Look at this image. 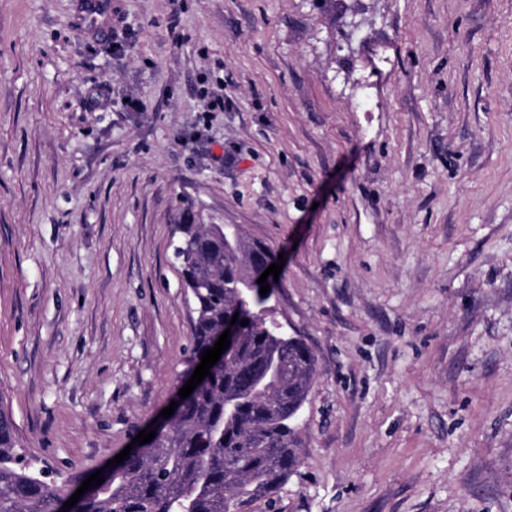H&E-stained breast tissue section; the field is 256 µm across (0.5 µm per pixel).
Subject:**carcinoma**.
<instances>
[{"label": "carcinoma", "instance_id": "1", "mask_svg": "<svg viewBox=\"0 0 512 512\" xmlns=\"http://www.w3.org/2000/svg\"><path fill=\"white\" fill-rule=\"evenodd\" d=\"M178 233L175 254L193 313L185 374L212 347L224 318L239 313L248 325L155 437L70 512H237L270 497L301 463L296 422L314 382V352L302 338L281 333L271 296L242 300L241 289L271 255L241 230L227 244L224 226L198 215ZM64 494L27 460L0 398V512H54Z\"/></svg>", "mask_w": 512, "mask_h": 512}]
</instances>
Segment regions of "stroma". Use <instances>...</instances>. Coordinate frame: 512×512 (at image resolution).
Masks as SVG:
<instances>
[{"instance_id":"1","label":"stroma","mask_w":512,"mask_h":512,"mask_svg":"<svg viewBox=\"0 0 512 512\" xmlns=\"http://www.w3.org/2000/svg\"><path fill=\"white\" fill-rule=\"evenodd\" d=\"M76 2L0 0L26 455L82 484L174 400L189 211L284 254L317 359L298 471L243 512H512V0H112L100 32Z\"/></svg>"}]
</instances>
